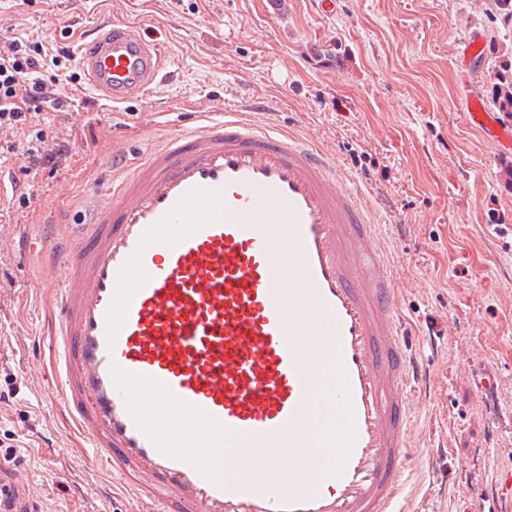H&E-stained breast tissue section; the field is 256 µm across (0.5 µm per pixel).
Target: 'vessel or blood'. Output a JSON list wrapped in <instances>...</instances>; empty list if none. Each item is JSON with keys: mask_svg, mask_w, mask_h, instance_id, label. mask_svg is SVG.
Wrapping results in <instances>:
<instances>
[{"mask_svg": "<svg viewBox=\"0 0 512 512\" xmlns=\"http://www.w3.org/2000/svg\"><path fill=\"white\" fill-rule=\"evenodd\" d=\"M80 65L113 104L165 78L158 44L120 23ZM466 117L512 142L481 102ZM41 254L63 269L57 407L129 512H406L419 370L383 243L323 152L202 116Z\"/></svg>", "mask_w": 512, "mask_h": 512, "instance_id": "b4317fda", "label": "vessel or blood"}]
</instances>
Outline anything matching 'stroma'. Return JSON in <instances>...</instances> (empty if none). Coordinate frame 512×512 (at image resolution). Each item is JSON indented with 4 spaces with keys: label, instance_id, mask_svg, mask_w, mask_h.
Masks as SVG:
<instances>
[{
    "label": "stroma",
    "instance_id": "1",
    "mask_svg": "<svg viewBox=\"0 0 512 512\" xmlns=\"http://www.w3.org/2000/svg\"><path fill=\"white\" fill-rule=\"evenodd\" d=\"M114 21L159 37L172 79L108 110L78 61L49 66L70 105L40 127L68 139L65 160L29 174L0 152L21 186L0 199V388L15 392L0 465L49 512H125L56 408L49 355L29 369L63 271L11 243L61 233L59 217L111 183L114 144L133 163L199 114L238 112L327 154L373 212L407 345L434 378L414 400L409 512H512L495 484L512 472V151L462 117L468 97L490 103L512 22L493 0H0V34L51 51L74 55ZM472 32L482 56L463 52Z\"/></svg>",
    "mask_w": 512,
    "mask_h": 512
}]
</instances>
